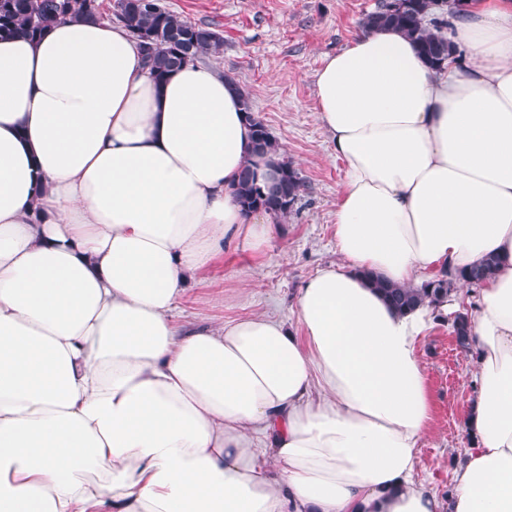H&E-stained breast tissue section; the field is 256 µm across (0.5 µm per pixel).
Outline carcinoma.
I'll list each match as a JSON object with an SVG mask.
<instances>
[{
    "label": "carcinoma",
    "instance_id": "carcinoma-1",
    "mask_svg": "<svg viewBox=\"0 0 512 512\" xmlns=\"http://www.w3.org/2000/svg\"><path fill=\"white\" fill-rule=\"evenodd\" d=\"M468 0H380L375 11L364 16L365 30L392 29L415 41L425 61L439 67L451 54L458 53L448 40L443 28L448 26L445 16H457ZM115 20L129 32L136 47L157 82L165 81L184 65L218 53L223 37L209 27L187 21L161 4V0H116ZM72 20H101L98 0H0V38L24 36L37 39L52 23ZM243 110L253 128L255 150L264 155L278 151V144L267 127L254 114L247 95H242ZM279 186H261L253 171L242 170L235 193L247 211L262 210L276 218H285L293 210L304 186L294 167L280 161ZM498 264L495 257H487L468 269L455 272L444 270L419 287H399L379 278H369L384 298L395 309L413 310L428 307L438 310L451 296L457 285H477L490 277ZM452 332L458 345L469 351V316L457 313L452 321Z\"/></svg>",
    "mask_w": 512,
    "mask_h": 512
}]
</instances>
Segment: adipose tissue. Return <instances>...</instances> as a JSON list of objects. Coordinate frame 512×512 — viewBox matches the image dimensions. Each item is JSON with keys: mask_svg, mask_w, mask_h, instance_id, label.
Masks as SVG:
<instances>
[{"mask_svg": "<svg viewBox=\"0 0 512 512\" xmlns=\"http://www.w3.org/2000/svg\"><path fill=\"white\" fill-rule=\"evenodd\" d=\"M448 37L470 64L431 68L392 30L323 57L341 260L304 281L296 332L173 317L225 249L275 234L235 196L244 167L278 168L234 81L156 82L101 21L0 39V512H512V0H469ZM490 254L444 499L415 475L430 318L365 275L416 286Z\"/></svg>", "mask_w": 512, "mask_h": 512, "instance_id": "ef3b65f1", "label": "adipose tissue"}]
</instances>
